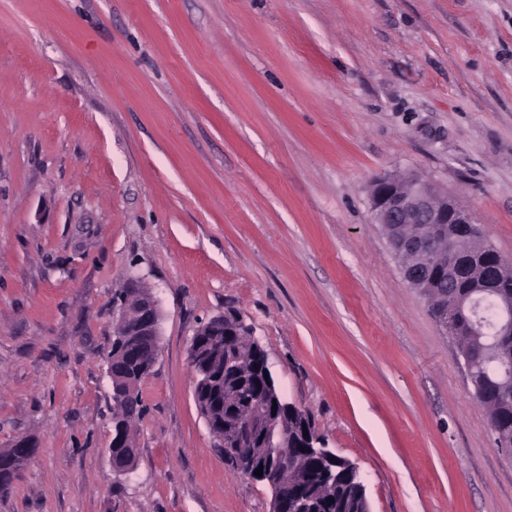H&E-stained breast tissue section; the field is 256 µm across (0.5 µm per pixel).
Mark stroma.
Instances as JSON below:
<instances>
[{
	"label": "stroma",
	"instance_id": "obj_1",
	"mask_svg": "<svg viewBox=\"0 0 512 512\" xmlns=\"http://www.w3.org/2000/svg\"><path fill=\"white\" fill-rule=\"evenodd\" d=\"M417 172L512 259V0H0V512H269L228 468L189 348L234 315L371 512H512L453 338L404 280L372 178ZM161 310L134 471L107 356ZM24 439L27 438L16 441L11 448H0V491L7 490L17 472L25 466V462L22 461L23 448H28L26 461L32 460L37 453L36 443L30 440L18 448V443Z\"/></svg>",
	"mask_w": 512,
	"mask_h": 512
}]
</instances>
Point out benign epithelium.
I'll list each match as a JSON object with an SVG mask.
<instances>
[{"label": "benign epithelium", "instance_id": "obj_1", "mask_svg": "<svg viewBox=\"0 0 512 512\" xmlns=\"http://www.w3.org/2000/svg\"><path fill=\"white\" fill-rule=\"evenodd\" d=\"M370 208L375 223L387 230L393 252L420 256L431 251L438 243L448 241L457 245V249L448 252L450 272L473 275L487 268L488 262L481 247L459 248L477 237V227L470 210L461 206L448 192L438 189L420 175L410 172L402 175H384L372 182ZM408 224L418 225V229L409 234L405 230ZM401 272L405 281L420 291L429 289V278L413 266H404ZM483 290L467 302L470 321H476L477 312L474 303L485 294L494 293L496 288H507L509 284L499 277L486 276L482 284L473 287ZM441 303L434 306L433 315L445 331L453 330L454 313L448 311V300L453 295L448 289H441ZM120 315L113 327V336L119 340L127 336L138 337L139 349H148L151 355L159 353L161 311L152 293L138 299L136 318L125 315V307L119 306ZM236 331L224 327V317H215L199 328L190 345V366L194 376V397L203 411L205 421L212 435L224 448V456H234L237 449L224 446V395L221 393V377L212 371L209 359L210 348L224 341L226 336H234ZM273 387L261 386L250 402L249 409L237 414L235 427L240 444L257 442L266 449L265 460H247L239 463L238 472L248 478L264 482L271 491L270 512H316L311 495L301 491L292 496L283 490L278 472L288 466V454L283 445L288 436V428L283 426L279 417L288 414L293 404L277 398L271 393ZM277 409H272V406ZM304 454L321 460L317 466L322 481L330 483L336 480L329 460L336 454L319 446L314 435L306 437ZM263 469L262 476L254 475L257 468Z\"/></svg>", "mask_w": 512, "mask_h": 512}]
</instances>
